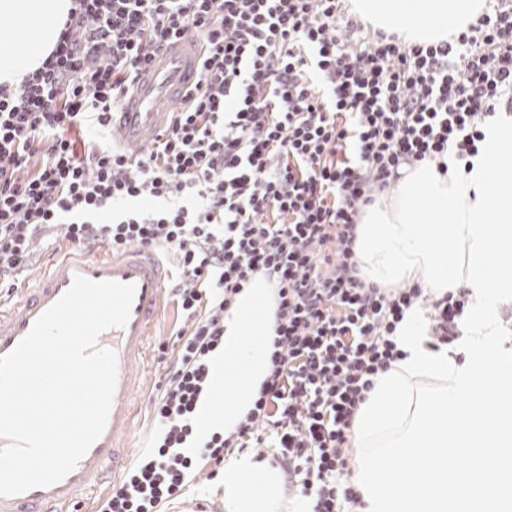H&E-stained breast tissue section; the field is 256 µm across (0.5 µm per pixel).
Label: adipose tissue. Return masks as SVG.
<instances>
[{"label": "adipose tissue", "instance_id": "1", "mask_svg": "<svg viewBox=\"0 0 512 512\" xmlns=\"http://www.w3.org/2000/svg\"><path fill=\"white\" fill-rule=\"evenodd\" d=\"M71 0H0V17L34 19L22 36L0 30V82L16 81L41 66L57 39ZM373 28L397 33L408 44L431 43L463 31L484 0H352ZM275 303L271 283L255 275L224 314V346L212 354L211 389L202 395L197 424L202 435L234 431L252 408L270 369ZM225 512H309L308 499L287 495L278 468L243 454L224 463Z\"/></svg>", "mask_w": 512, "mask_h": 512}]
</instances>
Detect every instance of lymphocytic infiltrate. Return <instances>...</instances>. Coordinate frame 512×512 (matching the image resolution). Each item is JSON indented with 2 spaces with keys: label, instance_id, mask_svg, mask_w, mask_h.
I'll use <instances>...</instances> for the list:
<instances>
[{
  "label": "lymphocytic infiltrate",
  "instance_id": "f902f5d3",
  "mask_svg": "<svg viewBox=\"0 0 512 512\" xmlns=\"http://www.w3.org/2000/svg\"><path fill=\"white\" fill-rule=\"evenodd\" d=\"M42 66L0 84V288L33 241L143 246L178 259L186 315L153 400L150 450L101 512H155L227 451L263 448L310 512H357L351 426L395 333L422 307L436 345L460 335L466 290L380 288L359 274L356 227L404 167L477 155L512 112V0L454 39L365 33L347 0H72ZM201 42L200 79L142 153L112 144L110 114L174 40ZM90 132L79 150L70 129ZM275 291L270 372L234 432L199 435L197 403L224 313L256 274Z\"/></svg>",
  "mask_w": 512,
  "mask_h": 512
}]
</instances>
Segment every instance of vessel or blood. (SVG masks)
Masks as SVG:
<instances>
[{
	"instance_id": "vessel-or-blood-1",
	"label": "vessel or blood",
	"mask_w": 512,
	"mask_h": 512,
	"mask_svg": "<svg viewBox=\"0 0 512 512\" xmlns=\"http://www.w3.org/2000/svg\"><path fill=\"white\" fill-rule=\"evenodd\" d=\"M201 48L184 36L153 61L132 85L112 117V141L121 148H148L197 78ZM94 281L132 283L136 292L130 318L121 328L104 331L98 347L114 351L117 380L101 436L61 481L14 496H0V512H70L71 506L117 481L132 464L129 448L148 362V337L158 319L169 273L153 251L136 247L114 254L98 243L73 247L52 261L47 271L17 300L0 299V356L11 352L36 319L71 285L75 276Z\"/></svg>"
}]
</instances>
